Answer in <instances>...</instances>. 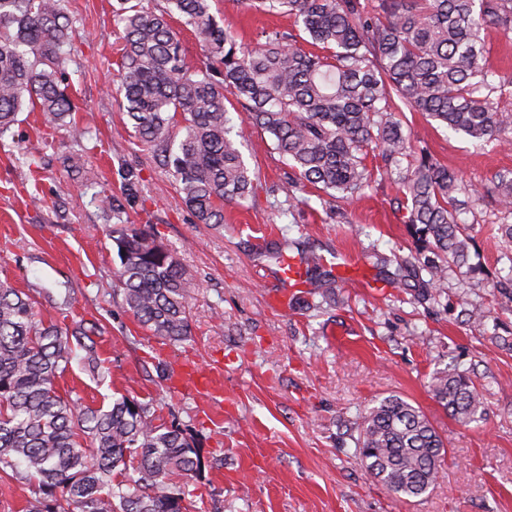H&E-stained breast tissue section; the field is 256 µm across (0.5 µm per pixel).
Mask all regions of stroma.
<instances>
[{
	"label": "stroma",
	"instance_id": "35a3bbf8",
	"mask_svg": "<svg viewBox=\"0 0 512 512\" xmlns=\"http://www.w3.org/2000/svg\"><path fill=\"white\" fill-rule=\"evenodd\" d=\"M117 6L64 0L75 29L68 93L87 137L43 127L26 111L0 135V278L24 290L44 320L100 327V375L72 362L59 392L94 408L128 396L193 435L202 469L176 481L188 512H512V299L492 287L503 266L498 204L483 199L468 218L484 275L454 270L430 296L399 276L414 247L381 158H368L374 183L361 198L335 206L311 189L305 205L292 206L289 166L267 133L245 123L255 194L225 205L223 228L197 223L123 113ZM212 7L245 45L277 30L307 46L288 14L249 10L242 0ZM393 107L416 144L466 187L483 189L512 169V126L478 147L401 100ZM106 195L122 202V221L174 250L193 279L188 340L162 344L126 311L114 289L111 226L98 207ZM278 253L316 256L320 267L306 272V287L292 288ZM323 278L335 280L334 298L323 295ZM476 307L486 315L479 325L466 320ZM189 362L223 368L218 402L176 381L174 370ZM446 366L474 381L480 421L458 423L433 399L429 382ZM391 394L418 406L449 449L444 477L420 501L388 493L356 450L365 411Z\"/></svg>",
	"mask_w": 512,
	"mask_h": 512
}]
</instances>
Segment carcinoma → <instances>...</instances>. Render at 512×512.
<instances>
[{
    "label": "carcinoma",
    "instance_id": "1",
    "mask_svg": "<svg viewBox=\"0 0 512 512\" xmlns=\"http://www.w3.org/2000/svg\"><path fill=\"white\" fill-rule=\"evenodd\" d=\"M169 3L205 62L187 66L166 14L119 0L121 91L134 136L172 176L197 223L224 227V205L254 194L255 174L234 132L238 118L271 136L294 171L293 201L308 185L338 201L361 196L373 179L366 159L378 152L402 194L425 285L439 289L453 266L480 273L459 220L475 191L416 147L391 113V97L474 143L498 141L512 112L490 96H512V74L492 68L483 31L493 25L512 36V0H243L248 9L294 16L312 51L278 31L250 48L220 25L211 0ZM73 35L62 0H0V133L29 110L85 138L67 92L64 46ZM232 98L243 108L235 117ZM408 158L414 163L402 167ZM484 193L512 217V169L499 171ZM111 233L117 287L137 325L169 344L186 341L195 285L176 253L135 224H114ZM95 329L60 330L37 318L25 292L0 280V477L37 485L27 512H186L173 479L201 467L192 436L155 423L133 398L92 408L57 389L76 345L83 365L100 373ZM429 387L450 417L483 416L467 372L443 368ZM357 451L371 475L405 500L433 490L448 453L425 414L399 394L362 416Z\"/></svg>",
    "mask_w": 512,
    "mask_h": 512
}]
</instances>
